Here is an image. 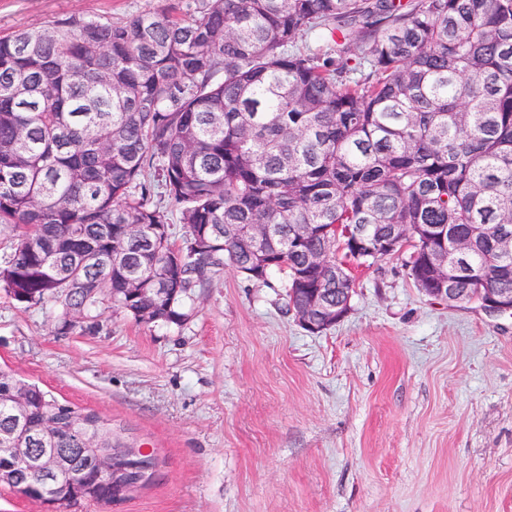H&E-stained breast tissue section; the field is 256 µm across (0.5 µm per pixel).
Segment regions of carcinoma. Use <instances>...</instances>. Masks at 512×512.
I'll return each mask as SVG.
<instances>
[{
	"instance_id": "cac0c4a2",
	"label": "carcinoma",
	"mask_w": 512,
	"mask_h": 512,
	"mask_svg": "<svg viewBox=\"0 0 512 512\" xmlns=\"http://www.w3.org/2000/svg\"><path fill=\"white\" fill-rule=\"evenodd\" d=\"M0 226L14 233L0 285L76 320L108 295L179 325L228 267L283 274L289 304L318 288L334 300L354 292L353 267L406 247L423 291L429 226L448 227V287L512 293V0H206L198 17L61 16L0 36ZM81 432L140 447L0 367V473L30 476L45 512L120 501L82 490L95 472ZM44 454L65 470L36 473Z\"/></svg>"
}]
</instances>
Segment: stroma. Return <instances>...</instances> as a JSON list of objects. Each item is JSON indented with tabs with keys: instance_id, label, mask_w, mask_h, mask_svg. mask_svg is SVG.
I'll use <instances>...</instances> for the list:
<instances>
[{
	"instance_id": "stroma-1",
	"label": "stroma",
	"mask_w": 512,
	"mask_h": 512,
	"mask_svg": "<svg viewBox=\"0 0 512 512\" xmlns=\"http://www.w3.org/2000/svg\"><path fill=\"white\" fill-rule=\"evenodd\" d=\"M202 0H0V33L59 15H198ZM312 334L283 277L232 269L178 325L103 299L95 320L0 289V366L127 429L152 484L98 512H512V314L415 287L403 256L354 268Z\"/></svg>"
}]
</instances>
